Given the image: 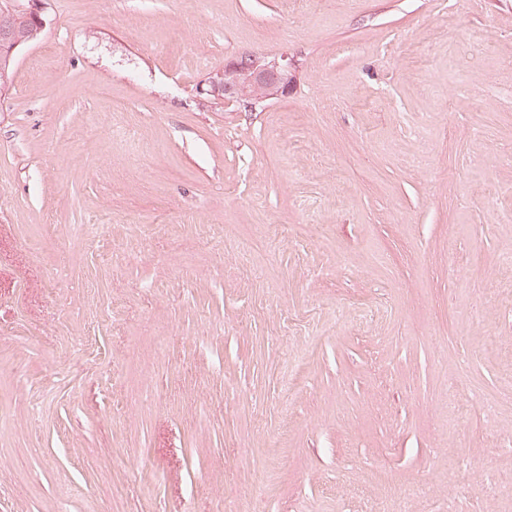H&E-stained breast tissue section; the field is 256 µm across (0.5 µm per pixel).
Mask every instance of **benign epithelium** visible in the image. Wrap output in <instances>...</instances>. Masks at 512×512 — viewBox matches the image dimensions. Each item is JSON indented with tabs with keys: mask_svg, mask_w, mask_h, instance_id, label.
Here are the masks:
<instances>
[{
	"mask_svg": "<svg viewBox=\"0 0 512 512\" xmlns=\"http://www.w3.org/2000/svg\"><path fill=\"white\" fill-rule=\"evenodd\" d=\"M16 10L24 11L33 20L34 26L29 33L20 34L12 24L10 14ZM47 25L42 0H27L24 5L7 4L0 13V54L7 60L18 56L45 33ZM295 68L296 64L285 56L266 61L251 55L210 74L199 94L252 108L266 99L288 95L294 86Z\"/></svg>",
	"mask_w": 512,
	"mask_h": 512,
	"instance_id": "benign-epithelium-1",
	"label": "benign epithelium"
}]
</instances>
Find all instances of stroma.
<instances>
[{
    "label": "stroma",
    "instance_id": "35a3bbf8",
    "mask_svg": "<svg viewBox=\"0 0 512 512\" xmlns=\"http://www.w3.org/2000/svg\"><path fill=\"white\" fill-rule=\"evenodd\" d=\"M47 12L0 101V512H512V0ZM244 55L292 92L199 96Z\"/></svg>",
    "mask_w": 512,
    "mask_h": 512
}]
</instances>
